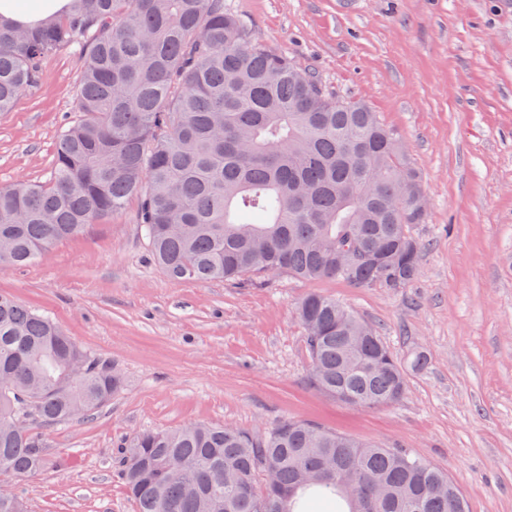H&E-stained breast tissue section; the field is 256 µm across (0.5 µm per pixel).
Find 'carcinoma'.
<instances>
[{"instance_id": "cac0c4a2", "label": "carcinoma", "mask_w": 512, "mask_h": 512, "mask_svg": "<svg viewBox=\"0 0 512 512\" xmlns=\"http://www.w3.org/2000/svg\"><path fill=\"white\" fill-rule=\"evenodd\" d=\"M76 46L80 120L60 135L43 183L0 186V272L28 267L130 200L172 280L278 273L399 289L420 273L411 227L428 206L405 145L368 106L325 92L288 56L252 41L224 0H69L36 26L0 23V112L39 80L38 63ZM309 381L364 408L399 402L407 371L377 329L310 293ZM122 372L46 314L0 293V462L42 467L44 428L87 418ZM118 463L137 512H469L448 473L400 448L285 420L263 430L192 422L143 430ZM0 512H26L0 489Z\"/></svg>"}]
</instances>
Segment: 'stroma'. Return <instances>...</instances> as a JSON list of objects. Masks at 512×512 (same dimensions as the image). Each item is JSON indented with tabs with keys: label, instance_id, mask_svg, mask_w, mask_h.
Listing matches in <instances>:
<instances>
[{
	"label": "stroma",
	"instance_id": "stroma-1",
	"mask_svg": "<svg viewBox=\"0 0 512 512\" xmlns=\"http://www.w3.org/2000/svg\"><path fill=\"white\" fill-rule=\"evenodd\" d=\"M224 7L252 39L377 112L407 146L429 200L412 229L419 277L398 290L285 273L173 281L154 265L131 200L35 265L0 272V291L126 379L94 415L48 428L44 466L7 488L27 512H136L117 463L135 432L296 419L410 450L447 471L470 512H512V0ZM80 75L76 48H62L0 113V184L48 179L58 137L79 119ZM314 291L376 326L399 360L427 355L400 402L356 407L311 386L296 307Z\"/></svg>",
	"mask_w": 512,
	"mask_h": 512
}]
</instances>
